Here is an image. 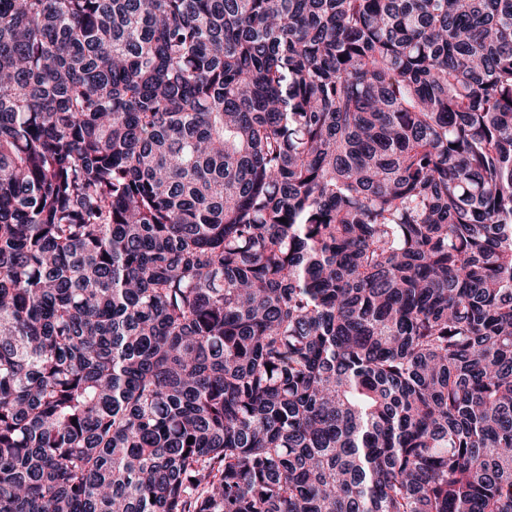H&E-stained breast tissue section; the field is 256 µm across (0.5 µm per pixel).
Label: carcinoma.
Masks as SVG:
<instances>
[{"label": "carcinoma", "mask_w": 512, "mask_h": 512, "mask_svg": "<svg viewBox=\"0 0 512 512\" xmlns=\"http://www.w3.org/2000/svg\"><path fill=\"white\" fill-rule=\"evenodd\" d=\"M0 512H512V0H0Z\"/></svg>", "instance_id": "obj_1"}]
</instances>
